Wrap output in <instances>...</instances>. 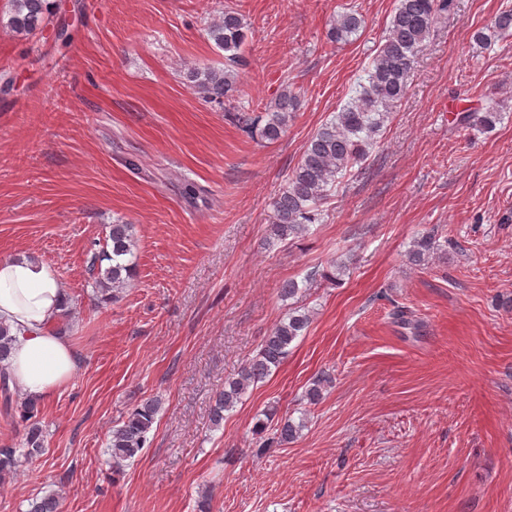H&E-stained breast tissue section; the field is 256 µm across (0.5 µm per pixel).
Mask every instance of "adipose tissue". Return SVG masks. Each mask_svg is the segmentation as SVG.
Returning a JSON list of instances; mask_svg holds the SVG:
<instances>
[{"mask_svg": "<svg viewBox=\"0 0 512 512\" xmlns=\"http://www.w3.org/2000/svg\"><path fill=\"white\" fill-rule=\"evenodd\" d=\"M67 305L52 268L24 256L0 259V323L13 337L4 366L30 399H48L76 372L77 356L69 339L54 329Z\"/></svg>", "mask_w": 512, "mask_h": 512, "instance_id": "ef3b65f1", "label": "adipose tissue"}]
</instances>
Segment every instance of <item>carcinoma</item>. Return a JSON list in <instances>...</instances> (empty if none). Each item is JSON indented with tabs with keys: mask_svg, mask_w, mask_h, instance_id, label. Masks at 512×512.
Segmentation results:
<instances>
[{
	"mask_svg": "<svg viewBox=\"0 0 512 512\" xmlns=\"http://www.w3.org/2000/svg\"><path fill=\"white\" fill-rule=\"evenodd\" d=\"M8 27L18 35H31L40 30L52 12L51 0H8ZM453 0H399L387 33L378 52L372 59L365 82L360 84L356 95L338 112L335 118L324 124L311 138L301 160L288 179L286 188L272 203L270 238L285 241L299 238L309 231L315 213L336 186V179L349 168L363 162L369 154L385 122L393 109L405 97L408 77L414 68L418 53L430 36L441 13L448 11ZM361 27V19L355 12H343L336 16L329 29L330 39L345 42ZM493 33L512 35V8H506L496 16ZM207 34L215 46L224 51V68H199L189 72L190 87L204 98L223 103L224 96L236 83L235 68L241 61V49L246 40L245 24L239 13L226 10L217 21L209 23ZM295 96L282 93L274 108L268 113V121L262 135L268 140L279 138L288 123V114L294 107ZM498 113L466 112L461 121L485 130L494 128ZM112 261L108 268L92 272L96 290L116 293L127 287L134 273V249L136 241L131 224H113L109 233ZM440 250L435 236L423 234L417 237L409 250V258L423 265ZM310 323L305 312L290 311L266 336L259 352L238 373L224 383L213 408V422L218 426L224 420V412L232 410L247 394L249 388L265 378L272 368L288 355V348L304 334ZM331 382L323 373L317 376L306 390V399L315 404ZM0 393L7 410L18 411V424L23 427L19 447L0 448V481L10 480L17 474L22 463L44 451L43 430L38 415L40 405L23 399L13 403L9 376L0 371ZM160 401L149 398L127 414L122 424L112 428L105 449L108 461L116 466L139 457L147 442V435L156 421ZM302 429V424L284 419L274 433L278 443L292 442ZM60 495L48 493L31 503L29 512H59Z\"/></svg>",
	"mask_w": 512,
	"mask_h": 512,
	"instance_id": "carcinoma-1",
	"label": "carcinoma"
}]
</instances>
